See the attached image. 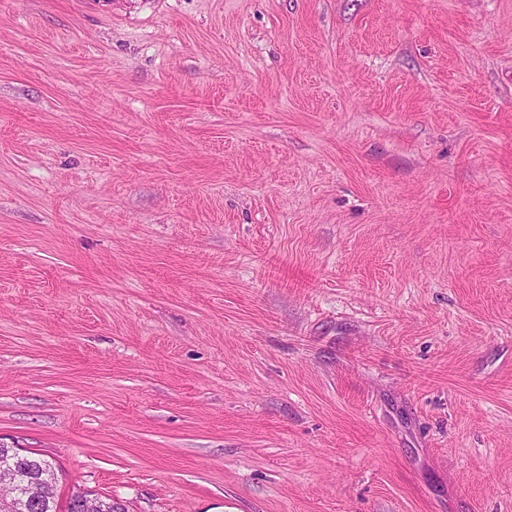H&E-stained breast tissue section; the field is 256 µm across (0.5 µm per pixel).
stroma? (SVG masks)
I'll use <instances>...</instances> for the list:
<instances>
[{"instance_id":"stroma-1","label":"stroma","mask_w":512,"mask_h":512,"mask_svg":"<svg viewBox=\"0 0 512 512\" xmlns=\"http://www.w3.org/2000/svg\"><path fill=\"white\" fill-rule=\"evenodd\" d=\"M0 445L512 512V0H0Z\"/></svg>"}]
</instances>
